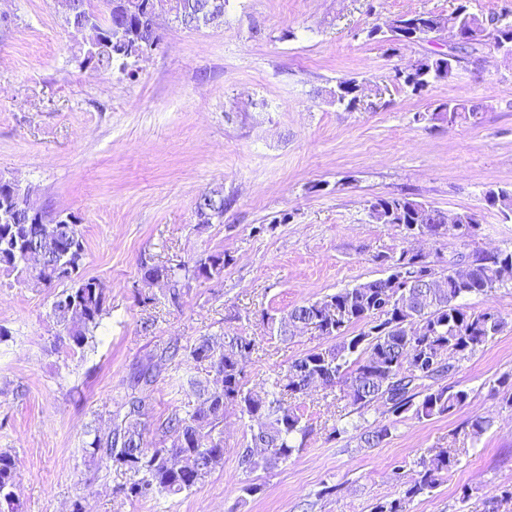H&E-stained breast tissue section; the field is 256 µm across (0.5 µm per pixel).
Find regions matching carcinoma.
<instances>
[{"label": "carcinoma", "instance_id": "carcinoma-1", "mask_svg": "<svg viewBox=\"0 0 512 512\" xmlns=\"http://www.w3.org/2000/svg\"><path fill=\"white\" fill-rule=\"evenodd\" d=\"M210 0H171L172 21L187 28L190 20ZM469 0H460L449 15L414 12L396 21L433 27L441 23L462 24L470 32L463 47L474 48L486 41L488 23H495L497 41L512 40V20L500 16L486 19L469 10ZM104 16L92 11L87 0H74L64 25L72 35L92 24L123 27L124 38H153L152 31L138 16L124 13V0H104ZM125 66L112 52H103L93 62L94 71H107L115 63ZM455 71L434 56L420 61L412 74L394 76V81L419 94L432 82H448ZM347 88L344 107L361 105L360 82L344 79ZM481 115L480 107L465 102L448 101L428 111V121L456 124ZM485 201L500 213H512V189L498 188L486 192ZM368 217L377 224H395L410 234L427 228L438 237L448 234L470 238L479 220L471 212L455 214V222L445 223L448 212L406 196H377L369 201ZM46 213L28 199L20 204L14 193L0 183V273L26 276L23 249L33 247L42 257L39 273L27 279L33 288L65 285L56 293L51 313L59 328L53 350L75 354L93 344L94 331L107 314V287L98 277L85 274L86 244L79 224H47ZM375 259L387 267L409 266L419 275L431 279L440 275L445 288H414L409 305L401 303L406 292L403 282L377 278L342 288L311 303L295 306L277 316L265 314L270 332L281 338L296 332L313 330L336 343L316 347L288 363L274 379L271 389L257 391L246 387L242 363L255 347L249 336H202L183 345L177 339L150 355L134 375L130 392L114 401L111 426L103 431L86 432L83 448L100 464H112L125 471L126 482L117 490L135 500L178 495L203 482L224 463V436L221 425L232 411L253 421L242 448L238 464L246 474L268 470L299 449L297 439L306 438L311 426L303 421L297 401L310 395L315 382L323 389L341 387L344 397L357 409L382 402L397 419L412 416L430 420L464 405L468 394L443 383L445 375L455 370L453 358L472 355L496 336L505 325L499 312L487 309L471 313L458 300L468 295H486L498 286L512 282V251L486 256L472 255L473 275L468 282L458 281L428 254L404 248ZM224 253L216 252L186 265H151L142 267L143 279L157 277L171 283L170 300L177 302L183 283L211 280L224 272ZM362 326L355 334L352 329ZM187 366L205 374V380L191 377L196 387L197 404L185 412L175 411L155 427L157 441L151 448L144 444L147 423L142 421L147 392L158 376L171 368ZM390 434V426L377 425L359 435L366 448L379 446ZM457 463L450 448H438L415 462L417 478L405 491V497L377 504L373 512H406V501L432 491L442 476ZM15 457L0 451V512H18L20 503L15 492ZM487 512H512V490L489 497Z\"/></svg>", "mask_w": 512, "mask_h": 512}]
</instances>
